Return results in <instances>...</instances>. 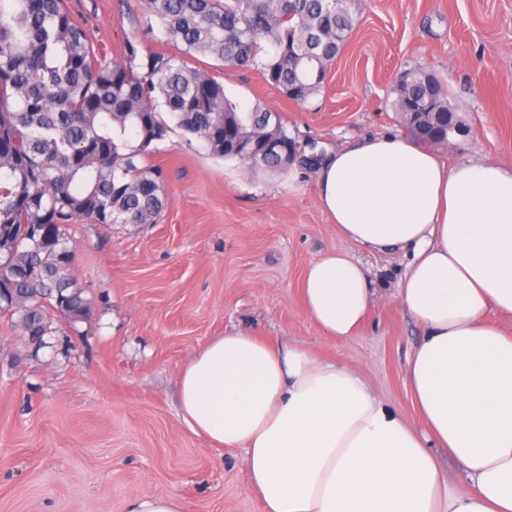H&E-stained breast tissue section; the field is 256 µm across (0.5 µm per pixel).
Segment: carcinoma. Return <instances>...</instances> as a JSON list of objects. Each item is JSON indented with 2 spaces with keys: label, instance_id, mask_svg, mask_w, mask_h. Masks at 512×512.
I'll list each match as a JSON object with an SVG mask.
<instances>
[{
  "label": "carcinoma",
  "instance_id": "1",
  "mask_svg": "<svg viewBox=\"0 0 512 512\" xmlns=\"http://www.w3.org/2000/svg\"><path fill=\"white\" fill-rule=\"evenodd\" d=\"M148 32L175 53L117 58L96 48L66 0H0V312L24 333L55 332L91 308L71 270L74 224H154L167 203L161 168L146 163L173 128L216 158L286 171L296 143L279 113L242 112L209 70L255 68L305 103L355 26L352 0H141ZM392 106L423 140L448 143V91L432 74L400 75ZM39 226L43 237L28 235Z\"/></svg>",
  "mask_w": 512,
  "mask_h": 512
}]
</instances>
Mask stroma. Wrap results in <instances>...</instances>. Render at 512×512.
<instances>
[{
  "mask_svg": "<svg viewBox=\"0 0 512 512\" xmlns=\"http://www.w3.org/2000/svg\"><path fill=\"white\" fill-rule=\"evenodd\" d=\"M67 5L108 56L130 41L171 49L144 33L139 0ZM351 9L352 36L306 104L258 71L216 74L241 110L281 114L297 142L287 173L213 158L173 130L149 159L167 179L157 223L70 229L90 314L59 320L37 347L0 313V512H128L165 493L184 512H262L243 449L212 448L180 416L181 371L218 336H270L342 363L417 422L404 376L423 331L397 298L405 252L354 247L378 300L350 340L325 336L303 312L306 267L339 243L309 156L367 136H411L391 89L420 65L456 110L447 160L512 162V0H353Z\"/></svg>",
  "mask_w": 512,
  "mask_h": 512,
  "instance_id": "35a3bbf8",
  "label": "stroma"
}]
</instances>
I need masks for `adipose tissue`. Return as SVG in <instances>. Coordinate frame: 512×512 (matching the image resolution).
Returning <instances> with one entry per match:
<instances>
[{"instance_id":"ef3b65f1","label":"adipose tissue","mask_w":512,"mask_h":512,"mask_svg":"<svg viewBox=\"0 0 512 512\" xmlns=\"http://www.w3.org/2000/svg\"><path fill=\"white\" fill-rule=\"evenodd\" d=\"M317 189L340 243L307 267L302 296L326 336L350 339L370 315L352 246L412 251L398 299L423 329L405 372L422 428L349 367L252 334L217 337L186 365L183 421L245 449L265 512H512V164L451 165L376 135L322 158Z\"/></svg>"}]
</instances>
